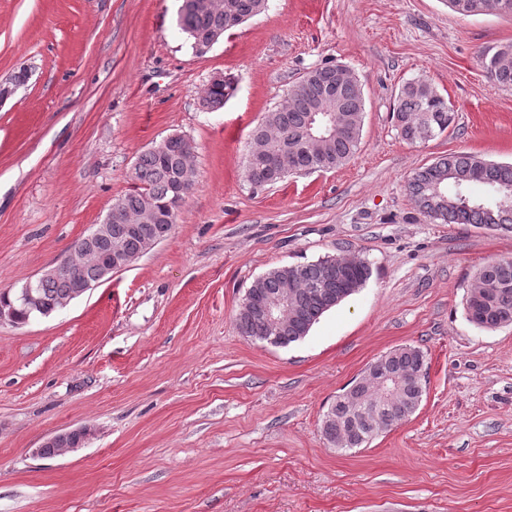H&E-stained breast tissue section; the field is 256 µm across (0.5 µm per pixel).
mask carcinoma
<instances>
[{
    "mask_svg": "<svg viewBox=\"0 0 512 512\" xmlns=\"http://www.w3.org/2000/svg\"><path fill=\"white\" fill-rule=\"evenodd\" d=\"M479 1L487 15L512 16V0H448V7L465 15L467 5ZM263 12V0H183L178 18L197 56L210 50L224 32ZM481 63L496 84L512 86V43L487 50ZM235 91L226 78L210 84L201 105L211 111L224 107ZM288 105L263 113L252 129L244 175L255 186L274 184L292 174L333 170L357 153L365 97L362 84L349 67L330 64L305 72L288 89ZM392 117L401 138L422 142L446 131L454 112L426 81L404 84ZM191 141L173 135L163 147L153 145L135 164L136 189L112 203L119 216L135 219L146 210L164 214L179 196V179L192 171ZM473 186L486 194L475 195ZM408 191L420 213L442 224H475L493 229H512V164H500L469 152L450 153L415 171ZM126 224L112 221V235L125 239L126 254L137 260L143 251L139 234L125 232ZM328 255L316 261L269 270L258 277L255 291H274L285 282L296 284L298 317L280 332L279 346L304 339L312 326L331 308L359 290L371 277L370 263L359 253L349 255L346 280L330 279ZM98 271L76 259L57 275L40 278L38 292L47 312L74 290L77 279L93 280ZM464 311L473 324L496 329L512 324V257L483 265L474 275L465 297ZM237 323L241 333L266 341L262 321L242 309ZM400 383L363 385L355 380L333 399L323 415L324 439L341 451L364 448L381 434L406 421L418 409L427 389L428 363L418 347L402 345L377 359Z\"/></svg>",
    "mask_w": 512,
    "mask_h": 512,
    "instance_id": "carcinoma-1",
    "label": "carcinoma"
}]
</instances>
